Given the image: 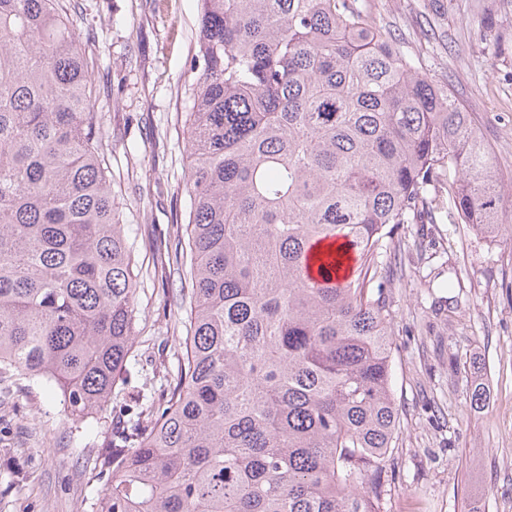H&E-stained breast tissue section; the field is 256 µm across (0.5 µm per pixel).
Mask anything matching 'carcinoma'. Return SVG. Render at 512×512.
I'll use <instances>...</instances> for the list:
<instances>
[{"label": "carcinoma", "mask_w": 512, "mask_h": 512, "mask_svg": "<svg viewBox=\"0 0 512 512\" xmlns=\"http://www.w3.org/2000/svg\"><path fill=\"white\" fill-rule=\"evenodd\" d=\"M198 3L189 330L149 428L112 446L98 512H380L400 424L383 240L445 207L501 236L512 175L365 0ZM94 65L59 0H0V366L81 420L134 338Z\"/></svg>", "instance_id": "1"}]
</instances>
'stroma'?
<instances>
[{"label": "stroma", "mask_w": 512, "mask_h": 512, "mask_svg": "<svg viewBox=\"0 0 512 512\" xmlns=\"http://www.w3.org/2000/svg\"><path fill=\"white\" fill-rule=\"evenodd\" d=\"M96 61L112 194L136 232V336L127 383L75 421L58 395L0 372V512H96L112 440L133 408L175 384L188 296L161 254L187 223L185 114L199 38L197 0H65ZM423 72L448 87L512 172V0H369ZM391 389L400 426L381 512H512V243L467 224H401L386 239ZM482 380L483 408L470 405ZM90 447L75 445L78 435Z\"/></svg>", "instance_id": "obj_1"}]
</instances>
